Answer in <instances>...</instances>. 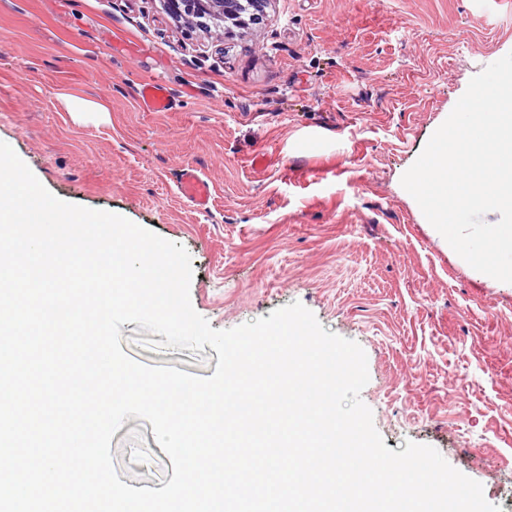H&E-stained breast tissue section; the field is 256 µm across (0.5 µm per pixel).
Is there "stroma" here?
Listing matches in <instances>:
<instances>
[{"instance_id": "1", "label": "stroma", "mask_w": 512, "mask_h": 512, "mask_svg": "<svg viewBox=\"0 0 512 512\" xmlns=\"http://www.w3.org/2000/svg\"><path fill=\"white\" fill-rule=\"evenodd\" d=\"M510 52L512 0H271L230 36L163 0H0V141L59 199L184 246L212 328L298 301L356 341L386 446L436 448L512 512V285L448 248L401 185ZM156 79L171 111L138 99ZM73 98L106 111L76 116ZM185 167L209 182L208 209L180 194ZM120 330L139 363L215 372L211 346ZM111 453L129 486L173 475L148 421L126 418Z\"/></svg>"}]
</instances>
